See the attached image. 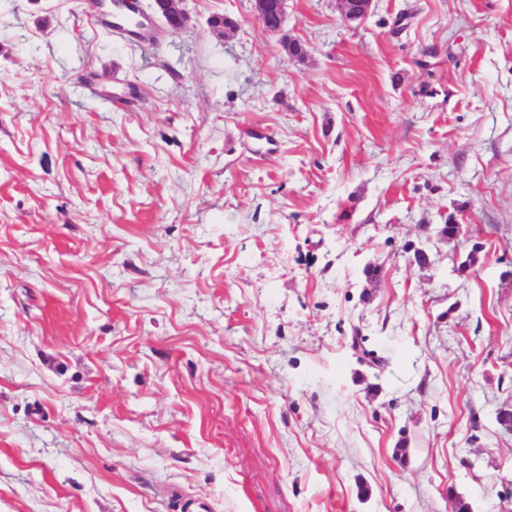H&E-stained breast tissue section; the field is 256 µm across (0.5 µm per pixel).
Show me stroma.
I'll return each instance as SVG.
<instances>
[{"mask_svg":"<svg viewBox=\"0 0 512 512\" xmlns=\"http://www.w3.org/2000/svg\"><path fill=\"white\" fill-rule=\"evenodd\" d=\"M180 7L0 0V512H512V0Z\"/></svg>","mask_w":512,"mask_h":512,"instance_id":"obj_1","label":"stroma"}]
</instances>
